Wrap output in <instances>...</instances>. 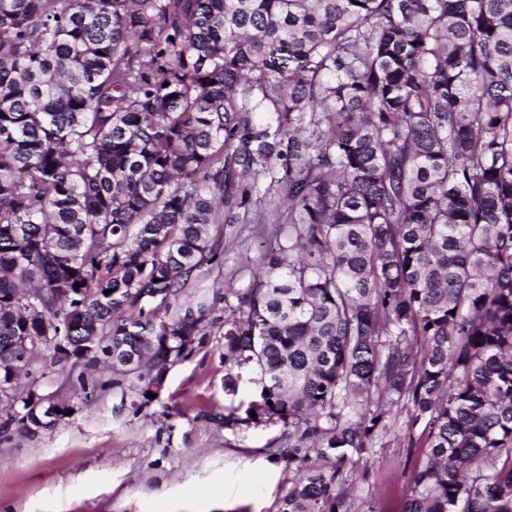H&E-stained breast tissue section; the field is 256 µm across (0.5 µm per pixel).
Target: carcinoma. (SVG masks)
<instances>
[{
	"label": "carcinoma",
	"mask_w": 512,
	"mask_h": 512,
	"mask_svg": "<svg viewBox=\"0 0 512 512\" xmlns=\"http://www.w3.org/2000/svg\"><path fill=\"white\" fill-rule=\"evenodd\" d=\"M263 182L282 240L186 304ZM46 324L107 337L135 414L221 337L261 384L224 427L299 464L278 512H355L398 404L403 512H512V0H0L3 437L53 429L12 379L70 358L12 341Z\"/></svg>",
	"instance_id": "obj_1"
}]
</instances>
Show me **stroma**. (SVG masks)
I'll use <instances>...</instances> for the list:
<instances>
[{
  "instance_id": "obj_1",
  "label": "stroma",
  "mask_w": 512,
  "mask_h": 512,
  "mask_svg": "<svg viewBox=\"0 0 512 512\" xmlns=\"http://www.w3.org/2000/svg\"><path fill=\"white\" fill-rule=\"evenodd\" d=\"M271 225L217 224L229 239L224 264L206 285H244ZM224 346L210 342L167 374L158 403L141 413L109 387L112 371L94 376L105 391L84 401L76 384L82 363L35 351L21 388L69 401L75 411L35 438H0V512H278L296 468L273 459L270 442L286 447L277 426L226 428ZM393 409L376 453L351 474L358 512H402L411 475L424 456L421 427Z\"/></svg>"
}]
</instances>
